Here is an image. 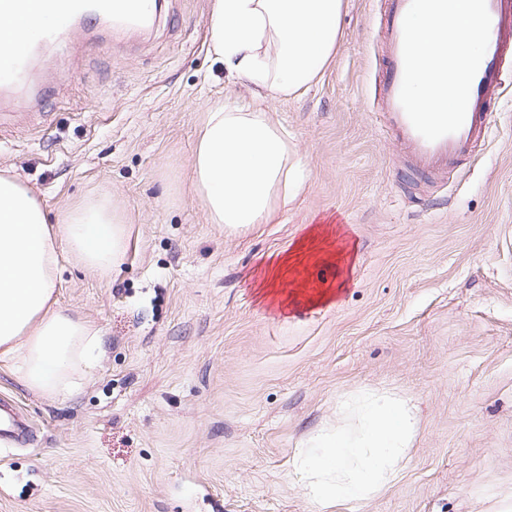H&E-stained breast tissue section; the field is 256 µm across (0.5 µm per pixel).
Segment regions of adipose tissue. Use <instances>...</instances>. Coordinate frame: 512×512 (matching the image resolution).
I'll return each mask as SVG.
<instances>
[{
  "label": "adipose tissue",
  "mask_w": 512,
  "mask_h": 512,
  "mask_svg": "<svg viewBox=\"0 0 512 512\" xmlns=\"http://www.w3.org/2000/svg\"><path fill=\"white\" fill-rule=\"evenodd\" d=\"M342 0H215L211 39L225 67L259 99L306 88L340 37ZM51 16L44 0H13L0 14V50L24 45ZM301 161L267 112L211 109L195 148L191 185L210 223L231 233L270 221L303 187ZM131 230L106 198L50 225L35 195L0 174V359L31 393L73 396L105 353L99 329L55 299L59 254L108 273L127 256ZM344 422L299 450L292 471L313 500H362L397 474L417 430L405 400L359 392L341 403Z\"/></svg>",
  "instance_id": "ef3b65f1"
}]
</instances>
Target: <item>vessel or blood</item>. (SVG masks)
Returning <instances> with one entry per match:
<instances>
[{
    "label": "vessel or blood",
    "instance_id": "obj_1",
    "mask_svg": "<svg viewBox=\"0 0 512 512\" xmlns=\"http://www.w3.org/2000/svg\"><path fill=\"white\" fill-rule=\"evenodd\" d=\"M491 16L487 51L472 82L463 126L436 141L424 139L413 128L399 102L403 78V19L411 0H384L380 26L382 70L376 85L379 112L399 154V173L414 172L434 180H450L454 166L472 156L486 138L485 117L500 86L503 64L512 56V0H486ZM57 20L46 27L39 43L63 47L69 27L92 16L104 23L124 22L141 26L153 15L152 0H53ZM34 88L30 49L0 52V98L18 102ZM27 425L14 408L0 399V440L25 435Z\"/></svg>",
    "mask_w": 512,
    "mask_h": 512
}]
</instances>
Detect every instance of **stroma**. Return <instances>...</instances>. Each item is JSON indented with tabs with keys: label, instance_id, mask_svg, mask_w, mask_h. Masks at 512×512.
I'll use <instances>...</instances> for the list:
<instances>
[{
	"label": "stroma",
	"instance_id": "obj_1",
	"mask_svg": "<svg viewBox=\"0 0 512 512\" xmlns=\"http://www.w3.org/2000/svg\"><path fill=\"white\" fill-rule=\"evenodd\" d=\"M215 0H160L150 25L82 29L35 72L42 101L6 113L0 171L50 223L111 196L132 228L103 276L59 258L58 304L105 354L80 391L35 396L0 444V512H494L512 503V65L488 137L446 187L407 190L370 101L382 0H342L330 61L298 96L258 103L303 160L304 192L226 233L189 189L215 102H254L214 52ZM305 252L274 288L267 266ZM417 408L398 476L320 504L289 470L300 443L363 391Z\"/></svg>",
	"mask_w": 512,
	"mask_h": 512
}]
</instances>
